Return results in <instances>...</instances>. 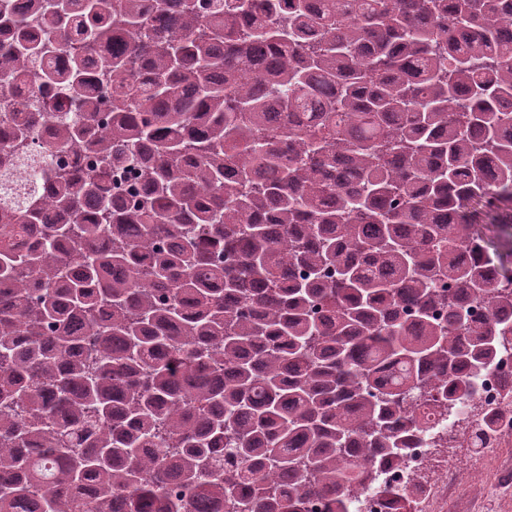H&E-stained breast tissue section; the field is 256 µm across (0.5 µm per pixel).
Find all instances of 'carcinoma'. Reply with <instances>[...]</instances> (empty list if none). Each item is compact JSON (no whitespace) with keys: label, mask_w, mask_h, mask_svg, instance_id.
Masks as SVG:
<instances>
[{"label":"carcinoma","mask_w":512,"mask_h":512,"mask_svg":"<svg viewBox=\"0 0 512 512\" xmlns=\"http://www.w3.org/2000/svg\"><path fill=\"white\" fill-rule=\"evenodd\" d=\"M3 33L0 512H415L380 473L512 346L478 229L512 255V0H0Z\"/></svg>","instance_id":"carcinoma-1"}]
</instances>
